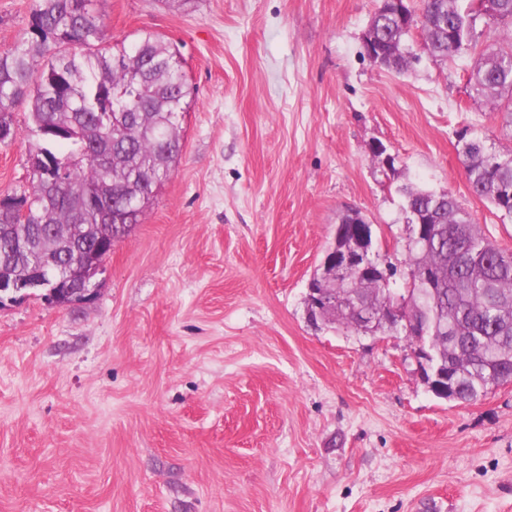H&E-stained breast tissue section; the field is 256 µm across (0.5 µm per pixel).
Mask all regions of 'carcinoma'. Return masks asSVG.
I'll return each mask as SVG.
<instances>
[{
    "label": "carcinoma",
    "instance_id": "cac0c4a2",
    "mask_svg": "<svg viewBox=\"0 0 512 512\" xmlns=\"http://www.w3.org/2000/svg\"><path fill=\"white\" fill-rule=\"evenodd\" d=\"M485 20L497 33L478 53L468 84L474 97L512 112V0H490ZM423 50L435 60L477 49L481 16L473 4L422 0ZM370 26L385 41L387 66L406 70L413 58L392 10L373 15ZM187 82L179 51L145 32L127 45L109 44L93 0H35L28 30L0 52V122L15 106L30 104V117L45 169L30 172L31 191L0 200V265L13 259L12 244L31 240L45 252L62 238L74 251L92 249L101 231L116 242L127 235L108 227L104 210L125 213L136 224L156 190L181 158L175 118L186 112ZM470 190L512 219V150L491 151L473 136L461 138ZM410 226L409 271L433 276L413 280L410 300L442 366L458 381L463 404L512 382V251L486 238L448 191L401 188ZM427 215L433 236L416 238L415 215ZM88 226L84 233L71 227ZM335 289L327 325L360 332L351 302L378 299L390 281L359 277Z\"/></svg>",
    "mask_w": 512,
    "mask_h": 512
}]
</instances>
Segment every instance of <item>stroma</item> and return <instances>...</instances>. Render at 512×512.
Masks as SVG:
<instances>
[{"label": "stroma", "mask_w": 512, "mask_h": 512, "mask_svg": "<svg viewBox=\"0 0 512 512\" xmlns=\"http://www.w3.org/2000/svg\"><path fill=\"white\" fill-rule=\"evenodd\" d=\"M33 3L0 0V51ZM94 3L110 42L179 49L184 152L92 302L0 309V512H512L511 383L438 399L404 334L318 329L304 307L350 208L404 288L405 184L450 191L512 249L457 151L465 131L512 148L470 94L475 55L376 66L379 0ZM12 120L0 196L30 182L28 104Z\"/></svg>", "instance_id": "35a3bbf8"}]
</instances>
